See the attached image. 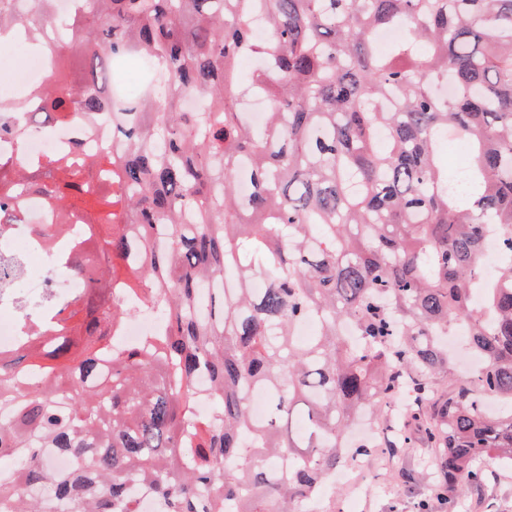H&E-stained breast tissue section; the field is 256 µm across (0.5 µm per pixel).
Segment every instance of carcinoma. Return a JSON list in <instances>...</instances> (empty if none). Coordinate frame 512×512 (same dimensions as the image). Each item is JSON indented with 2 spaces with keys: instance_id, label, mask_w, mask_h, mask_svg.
<instances>
[{
  "instance_id": "cac0c4a2",
  "label": "carcinoma",
  "mask_w": 512,
  "mask_h": 512,
  "mask_svg": "<svg viewBox=\"0 0 512 512\" xmlns=\"http://www.w3.org/2000/svg\"><path fill=\"white\" fill-rule=\"evenodd\" d=\"M13 2L0 47L21 22ZM31 2L27 26L49 25L56 0ZM73 3L53 52L93 62L71 87L55 70L53 122L112 107L117 56L162 72L112 126L125 149L99 192L76 195L98 159L20 177L0 161V208L19 186L67 216L88 202L107 226L69 261L79 294L0 351V512H143L146 488L150 512H299L349 458L417 444L436 453L417 504L430 512L484 483L479 460L512 468V259L489 278L480 263L488 224L512 256V0ZM390 27L405 36L381 51ZM256 93L258 131L238 109ZM22 106L0 102V135H24ZM447 131L468 146L463 170L439 153ZM116 282L157 314L149 344L116 342ZM462 323L481 363L459 381L442 337Z\"/></svg>"
}]
</instances>
